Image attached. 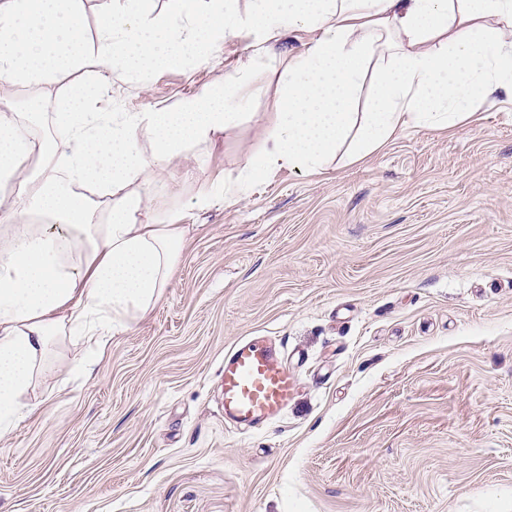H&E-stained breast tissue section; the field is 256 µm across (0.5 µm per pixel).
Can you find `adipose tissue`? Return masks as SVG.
Masks as SVG:
<instances>
[{
  "instance_id": "1",
  "label": "adipose tissue",
  "mask_w": 512,
  "mask_h": 512,
  "mask_svg": "<svg viewBox=\"0 0 512 512\" xmlns=\"http://www.w3.org/2000/svg\"><path fill=\"white\" fill-rule=\"evenodd\" d=\"M103 0L90 39L84 0H0V91L85 78L57 100L51 135L37 136L43 100L0 113V431L47 369L54 339L102 343L163 296L186 227L150 210L157 183L192 147L239 123L253 65L232 90L209 87L174 106L117 113L101 92L115 72L151 74L208 57L228 34H308L288 60L280 112L244 174L285 165L316 170L359 159L409 126L449 129L492 95L512 97V0ZM492 29H485L487 20ZM370 85V109L360 92Z\"/></svg>"
}]
</instances>
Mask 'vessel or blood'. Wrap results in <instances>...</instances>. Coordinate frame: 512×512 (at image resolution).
I'll use <instances>...</instances> for the list:
<instances>
[{"label":"vessel or blood","instance_id":"1","mask_svg":"<svg viewBox=\"0 0 512 512\" xmlns=\"http://www.w3.org/2000/svg\"><path fill=\"white\" fill-rule=\"evenodd\" d=\"M218 378L224 422L240 432L280 418L299 388L283 345L267 336L234 342L224 354Z\"/></svg>","mask_w":512,"mask_h":512}]
</instances>
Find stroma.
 <instances>
[{
    "label": "stroma",
    "mask_w": 512,
    "mask_h": 512,
    "mask_svg": "<svg viewBox=\"0 0 512 512\" xmlns=\"http://www.w3.org/2000/svg\"><path fill=\"white\" fill-rule=\"evenodd\" d=\"M113 74L118 112L231 88L252 55ZM283 67L257 71L240 124L177 160L152 206L189 225L169 288L93 375L59 338L0 432V512H512V104L407 128L356 162L270 171L234 201L274 125ZM79 73L0 97L52 103ZM264 335L302 352L283 417L227 429L224 353Z\"/></svg>",
    "instance_id": "stroma-1"
}]
</instances>
